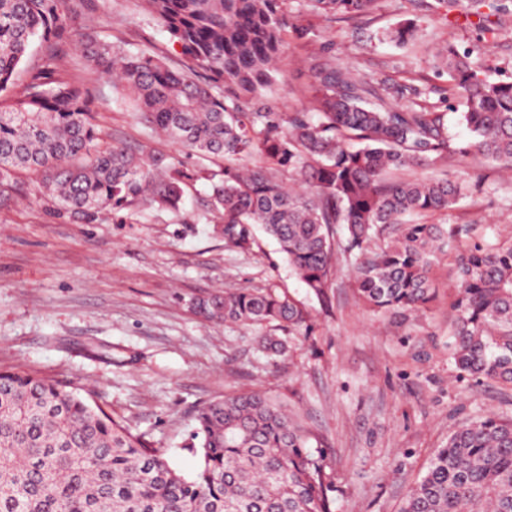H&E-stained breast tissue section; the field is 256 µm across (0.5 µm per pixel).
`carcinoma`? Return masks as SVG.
Instances as JSON below:
<instances>
[{
    "label": "carcinoma",
    "mask_w": 512,
    "mask_h": 512,
    "mask_svg": "<svg viewBox=\"0 0 512 512\" xmlns=\"http://www.w3.org/2000/svg\"><path fill=\"white\" fill-rule=\"evenodd\" d=\"M76 0H0V193L22 170L43 173L54 213L95 224L102 215L181 208L185 187L207 188L210 222L247 251L261 224L308 292L326 298L339 263L378 312L426 311L439 243L457 244L453 360L459 377L512 388V238L465 244L469 230L431 221L478 190L448 178L390 181L387 174L473 155L512 170V80L490 81L450 45L436 53L458 120L472 135L456 147L448 113L426 101L392 104L386 81L367 82L332 58H310L315 94L305 112H278L263 90L308 28L288 0H144L154 21L191 63L105 40L89 58L133 99L139 119L189 155L220 161L188 166L180 156L144 157L101 147L94 114L56 52L12 93L13 75L36 40L62 39ZM380 0H305L306 13L353 20ZM435 0L443 20L464 19L494 39L503 0ZM405 23L387 33L413 39ZM206 73L193 77L195 68ZM197 312L290 334L312 329L311 311L276 288H226ZM283 356L287 340L262 336ZM199 466L186 477L165 454L97 405L92 395L38 374L0 370V512H334L327 455L265 391H239L198 410ZM401 512H512V416L489 415L455 430Z\"/></svg>",
    "instance_id": "cac0c4a2"
}]
</instances>
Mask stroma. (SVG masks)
Here are the masks:
<instances>
[{
    "label": "stroma",
    "mask_w": 512,
    "mask_h": 512,
    "mask_svg": "<svg viewBox=\"0 0 512 512\" xmlns=\"http://www.w3.org/2000/svg\"><path fill=\"white\" fill-rule=\"evenodd\" d=\"M408 19L417 24L414 44L384 39L385 30ZM309 24L305 40L289 39L280 77L267 90L277 111L308 107L306 55L321 46L360 78L389 80L397 102L424 93L447 113L453 142L463 146L469 133L455 122L463 105L449 96L448 75L431 63L435 48L471 50L488 79L512 77V27L485 51L474 27L446 26L438 13L409 0H382L366 18ZM91 31L175 70L187 66L178 45L143 0H84L59 42L60 65L87 100L102 146L119 141L146 155L178 154L84 58L79 35ZM443 169L477 190L439 222L474 225L476 240L512 232V180L502 179L498 165L455 156ZM41 186V173L22 172L10 197L0 199V370L94 390L112 418L165 452L184 475L197 465L191 452L197 409L234 391L262 389L304 427L312 447L327 449L336 512H400L407 490L457 428L489 412L512 415V390L457 377L450 248L434 268L436 301L404 320L372 312L344 267L327 300H318L262 227H255L249 251L225 243L207 220L202 184L187 189L180 211H125L95 224L58 219ZM227 284L289 292L311 310V332L294 339L286 356L270 359L258 349L259 329L196 313L197 298Z\"/></svg>",
    "instance_id": "35a3bbf8"
}]
</instances>
